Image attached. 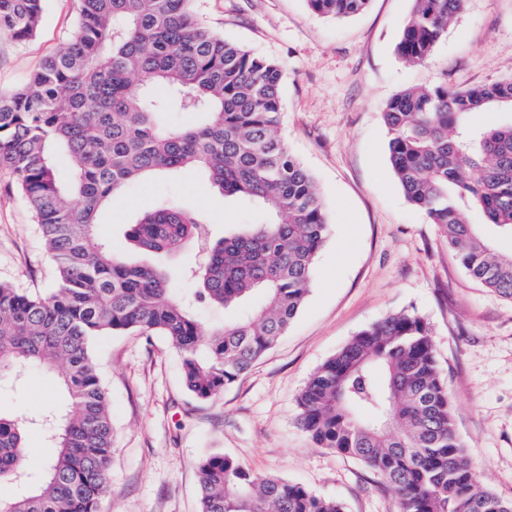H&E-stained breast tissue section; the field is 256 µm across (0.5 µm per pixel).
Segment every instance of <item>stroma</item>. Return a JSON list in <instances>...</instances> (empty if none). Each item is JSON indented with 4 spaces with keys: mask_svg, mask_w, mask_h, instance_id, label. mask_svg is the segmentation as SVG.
<instances>
[{
    "mask_svg": "<svg viewBox=\"0 0 512 512\" xmlns=\"http://www.w3.org/2000/svg\"><path fill=\"white\" fill-rule=\"evenodd\" d=\"M412 6L370 0L363 13L333 20L311 13L305 0H197L206 24L282 65L278 135L313 175L329 237L288 332L211 400L185 390L165 337L122 333L94 342L114 448L99 512H199L198 463L209 452L231 456L256 478L301 484L344 512H400L394 488L301 430L297 399L326 359L401 311L418 314L431 331L479 483L512 499V299L471 279L437 226L407 200L389 164L383 119L404 89H462L512 76V0H466L431 57L408 65L395 46ZM77 12V0H47L25 44L0 38V92L21 87L61 49ZM163 199L194 212L217 239L225 225L257 219L193 172L123 187L99 215L102 239L125 248V225ZM0 282L57 286L29 205L3 169ZM64 401L55 378L35 374L0 395V410L30 418Z\"/></svg>",
    "mask_w": 512,
    "mask_h": 512,
    "instance_id": "stroma-1",
    "label": "stroma"
}]
</instances>
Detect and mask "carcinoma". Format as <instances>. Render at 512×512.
Masks as SVG:
<instances>
[{"label":"carcinoma","instance_id":"carcinoma-1","mask_svg":"<svg viewBox=\"0 0 512 512\" xmlns=\"http://www.w3.org/2000/svg\"><path fill=\"white\" fill-rule=\"evenodd\" d=\"M45 0H0V37L24 43ZM196 0H79L66 46L26 83L0 96V169L31 206L57 288L41 294L0 283V378L17 386L62 367L67 404L29 420L0 411V512H98L109 489L112 416L93 343L135 333L167 338L183 383L211 399L248 371L301 311L329 223L316 181L276 136L281 65L227 41L198 17ZM370 0H306L321 17L362 13ZM465 0H413L396 45L405 63L427 60ZM512 111V77L459 90L407 88L384 107L388 159L406 198L439 227L466 273L512 298V254L467 224L483 212L512 237V122L481 131L473 112ZM185 112L180 126L165 114ZM66 154L62 178L55 154ZM202 172L224 197L262 213L212 240L210 227L162 201L126 225L147 257L189 240L204 255L169 269L99 242L103 204L150 175ZM191 279V295L175 293ZM202 306L224 309L205 327ZM299 425L321 447L362 461L391 484L400 512H512L481 486L458 437L430 330L399 312L357 333L312 374L298 397ZM39 428L53 456L23 466L25 433ZM200 512H344L340 503L269 477L222 453L201 458Z\"/></svg>","mask_w":512,"mask_h":512}]
</instances>
